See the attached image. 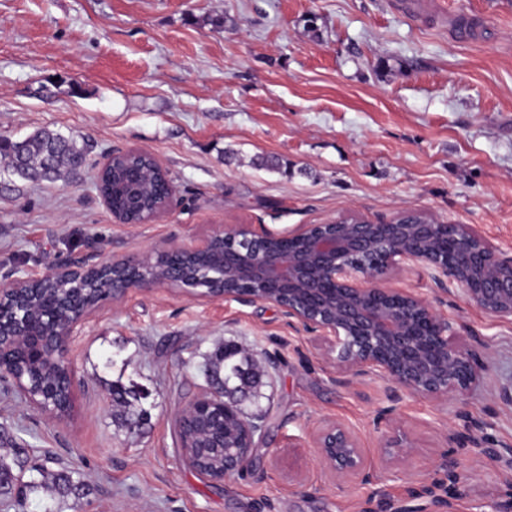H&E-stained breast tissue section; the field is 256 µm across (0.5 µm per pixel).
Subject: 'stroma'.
I'll return each mask as SVG.
<instances>
[{
  "instance_id": "obj_1",
  "label": "stroma",
  "mask_w": 512,
  "mask_h": 512,
  "mask_svg": "<svg viewBox=\"0 0 512 512\" xmlns=\"http://www.w3.org/2000/svg\"><path fill=\"white\" fill-rule=\"evenodd\" d=\"M441 3L436 24L392 0H0V137L47 127L88 152L71 182L0 175V276L188 245L220 224L281 232L405 211L471 225L512 255V0ZM132 149L152 153L176 191L145 224L119 223L96 188L107 158ZM383 280L431 300L461 338H486L467 399L476 439L461 436L457 403L406 395L397 414L414 453L389 463L372 422L386 383H337L332 356L274 305L156 286L102 304L68 344V415L0 389V424L29 461L79 472L86 494L56 498V512H383L389 501L420 512L407 480H432L445 449L464 469L459 512H506L512 317L442 291L422 266ZM223 344L267 368L258 399L239 403L263 418L255 465L216 485L185 465L172 421ZM115 380L145 395L140 433L116 417ZM333 422L358 436L374 484L336 483L320 462L310 434Z\"/></svg>"
}]
</instances>
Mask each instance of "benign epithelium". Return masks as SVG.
<instances>
[{
  "mask_svg": "<svg viewBox=\"0 0 512 512\" xmlns=\"http://www.w3.org/2000/svg\"><path fill=\"white\" fill-rule=\"evenodd\" d=\"M173 185L152 213L139 220L158 218L171 205ZM202 254L210 259L211 284L207 288L183 286L185 271L170 262L175 256ZM159 265L153 275H136L112 289L111 302L122 300L132 288L145 285L174 288L191 298L265 303L278 307L288 323H298L319 333L327 352L336 353V382L343 378L371 377L391 384L393 398L399 394L435 402L453 401L466 406L470 391L483 379L481 353L486 341L472 336L462 342L454 325L441 319L433 303L401 288L380 284L387 269L422 265L437 272L436 285L461 288L469 302L496 317H512V256L467 224H366L343 218L341 223L302 224L285 231H259L249 224H226L208 237L190 245L152 248L138 257L121 258L105 267L122 269L143 259ZM93 266L69 262L48 273L66 283L65 290L83 286L85 272ZM31 277L6 276L0 285V308L17 301ZM95 307L70 315L55 331L39 336L33 331L5 335L0 332V366L27 367L31 375L0 373L7 388L38 411L54 415L70 407L74 398V373L65 367V377L53 387L34 379L42 365L44 346L64 347L82 335ZM194 428L196 442L183 451L186 464L193 455L209 456L215 448H235L224 454L216 472L203 474L213 481L238 475L255 462L262 425L244 416L233 395L209 387L195 394L174 416L176 432ZM313 447L329 473L338 481L371 485L374 471L357 437L345 426L326 424L311 434ZM385 447L391 458L403 460L413 452L412 442L402 432L390 436ZM442 469L448 486L438 482L420 487L410 483L408 497H430L431 512H458L465 493L460 463L443 454ZM448 494L437 495L436 488Z\"/></svg>",
  "mask_w": 512,
  "mask_h": 512,
  "instance_id": "1",
  "label": "benign epithelium"
}]
</instances>
